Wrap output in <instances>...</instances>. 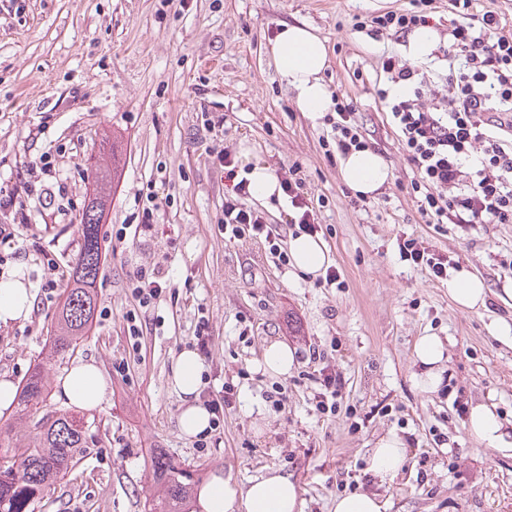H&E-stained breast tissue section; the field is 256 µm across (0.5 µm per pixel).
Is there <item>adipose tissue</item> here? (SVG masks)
I'll return each instance as SVG.
<instances>
[{
    "mask_svg": "<svg viewBox=\"0 0 512 512\" xmlns=\"http://www.w3.org/2000/svg\"><path fill=\"white\" fill-rule=\"evenodd\" d=\"M278 73L296 93L301 111L321 114L333 106L332 93L322 79L328 63L325 42L310 29L299 25H282L271 47ZM339 174L352 191L361 195L378 192L390 179V169L376 152L366 149L340 157ZM293 266L305 274H314L331 262L325 243L301 233L289 239ZM448 296L459 307L476 310L486 305L487 288L482 278L463 269L448 282ZM35 303L32 289L18 278L0 283V323L26 319ZM415 356L422 366L416 384L426 393L438 392L443 383L447 358L440 336L428 334L418 339ZM202 385V363L196 351L184 348L176 357L170 386L184 402L178 424L187 437L206 434L211 413L196 398ZM108 380L92 361L74 363L60 378L58 393L68 405L80 410L99 409L105 400ZM468 429L472 436L489 448L512 446V434L491 403L471 406ZM406 449L400 437L387 433L377 440L368 469L380 480L394 479L403 467ZM200 512H302L301 491L295 480L276 470L251 479L241 488L231 479L216 474L198 493Z\"/></svg>",
    "mask_w": 512,
    "mask_h": 512,
    "instance_id": "obj_1",
    "label": "adipose tissue"
}]
</instances>
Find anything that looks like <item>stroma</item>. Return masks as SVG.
I'll return each mask as SVG.
<instances>
[{"label": "stroma", "mask_w": 512, "mask_h": 512, "mask_svg": "<svg viewBox=\"0 0 512 512\" xmlns=\"http://www.w3.org/2000/svg\"><path fill=\"white\" fill-rule=\"evenodd\" d=\"M411 0H0V189L18 191L31 214L27 252L0 265V281L22 271L36 291L31 315L0 325V375L22 383L45 353L64 288L44 293L54 255L69 268L95 186L89 159L115 150L119 167L99 226L103 263L90 331L74 360L95 361L109 389L101 409L83 413L89 454L48 486L33 512H150L151 462L168 455L197 484L214 473L239 486L276 469L295 480L303 512H333L336 497L378 494L387 512H512V450H495L467 429L469 408L495 404L512 422V224H431L411 189L414 172L378 96L382 56L403 60L405 36L379 33L374 13ZM436 46L416 69L423 104L448 72V0H433ZM362 26H355V18ZM324 39L322 78L352 102L361 132L392 178L371 197L341 180L327 153L331 127L300 111L277 72L270 43L282 24ZM267 167L298 166L317 234L339 272L326 285L271 258L264 240L222 230L231 191L216 156ZM55 158L68 194L43 208L23 194L26 165ZM159 209L150 237L117 240L114 226L138 223L146 193ZM428 242L449 272L469 269L488 289L469 311L426 271L401 259L399 238ZM161 267L167 289L135 308L128 279L137 266ZM143 334L132 348L125 317ZM210 325L200 400L232 386L222 427L203 440L178 425L182 402L170 387L180 349L199 316ZM448 347L444 384H415L420 336ZM295 348L288 375L258 370L265 347ZM342 386L335 414L316 409L321 370ZM396 433L405 467L380 481L368 470L376 441Z\"/></svg>", "instance_id": "35a3bbf8"}]
</instances>
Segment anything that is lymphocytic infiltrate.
<instances>
[{
  "mask_svg": "<svg viewBox=\"0 0 512 512\" xmlns=\"http://www.w3.org/2000/svg\"><path fill=\"white\" fill-rule=\"evenodd\" d=\"M454 15L448 53L462 58L449 70L446 93L425 108L408 95L386 98L387 118L417 178L418 208L436 224H512V27L497 12L479 11L477 0H450ZM431 0L373 18L378 29L405 35L427 26ZM352 103L336 100L328 120L339 155L368 148ZM478 156H471L474 143ZM219 162L232 179L224 201V229L231 238L269 235L261 212L244 207L250 194L231 155Z\"/></svg>",
  "mask_w": 512,
  "mask_h": 512,
  "instance_id": "lymphocytic-infiltrate-1",
  "label": "lymphocytic infiltrate"
}]
</instances>
